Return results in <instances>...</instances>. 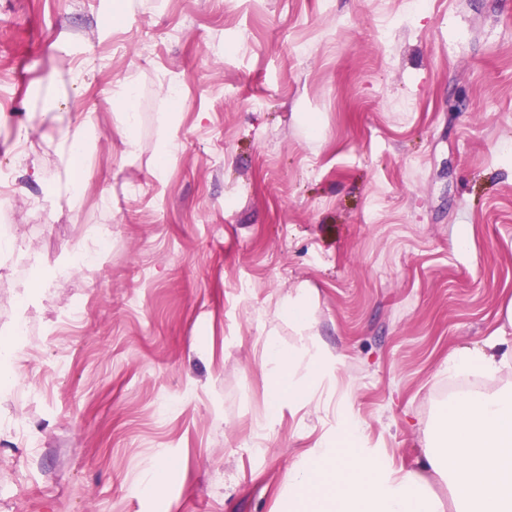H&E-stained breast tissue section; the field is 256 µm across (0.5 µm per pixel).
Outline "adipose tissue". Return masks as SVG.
I'll list each match as a JSON object with an SVG mask.
<instances>
[{"mask_svg":"<svg viewBox=\"0 0 512 512\" xmlns=\"http://www.w3.org/2000/svg\"><path fill=\"white\" fill-rule=\"evenodd\" d=\"M136 81L128 76L112 91L118 112V132L127 151H134L139 114L133 107ZM281 314L300 336L299 348L286 350L267 343L270 410L311 403L309 382L321 379L335 364V355L312 341V311L307 289L283 300ZM512 361V339L496 333L478 347L448 360L449 370L496 374ZM304 366L309 379L294 378ZM432 440L415 468H384L362 446L364 430L357 418L344 416L335 440L319 439L286 474L281 512H512V388L494 393L473 389L456 396L430 430ZM436 477L448 487L443 502L431 491Z\"/></svg>","mask_w":512,"mask_h":512,"instance_id":"ef3b65f1","label":"adipose tissue"}]
</instances>
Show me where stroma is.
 Returning a JSON list of instances; mask_svg holds the SVG:
<instances>
[{"label":"stroma","instance_id":"stroma-1","mask_svg":"<svg viewBox=\"0 0 512 512\" xmlns=\"http://www.w3.org/2000/svg\"><path fill=\"white\" fill-rule=\"evenodd\" d=\"M0 169V512H276L343 411L410 469L462 389L449 356L512 337V0H0ZM301 287L339 362L274 416L263 346L295 345ZM136 98V81L133 76L119 81L112 91L114 108L118 111V132L124 140L127 152H133L137 147L134 136L139 123V112L132 103Z\"/></svg>","mask_w":512,"mask_h":512}]
</instances>
